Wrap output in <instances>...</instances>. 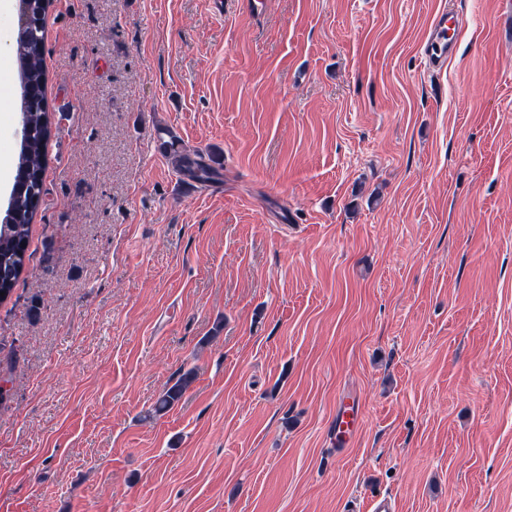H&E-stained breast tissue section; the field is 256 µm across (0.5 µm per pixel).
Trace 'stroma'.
<instances>
[{
	"mask_svg": "<svg viewBox=\"0 0 512 512\" xmlns=\"http://www.w3.org/2000/svg\"><path fill=\"white\" fill-rule=\"evenodd\" d=\"M461 19L438 73L433 15ZM500 0H54L0 512H512ZM18 4L0 11V198ZM209 155L179 175L166 143ZM195 380L146 419L186 371ZM360 423L336 444V410Z\"/></svg>",
	"mask_w": 512,
	"mask_h": 512,
	"instance_id": "obj_1",
	"label": "stroma"
}]
</instances>
